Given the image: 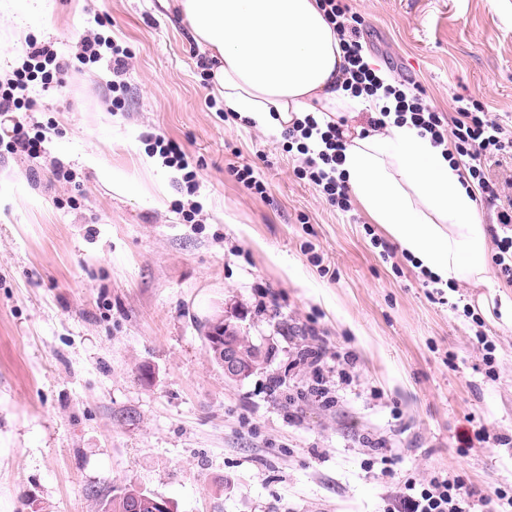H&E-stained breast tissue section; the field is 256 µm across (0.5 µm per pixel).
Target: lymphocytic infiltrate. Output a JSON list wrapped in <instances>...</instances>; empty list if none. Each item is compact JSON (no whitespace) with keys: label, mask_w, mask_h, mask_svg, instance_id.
<instances>
[{"label":"lymphocytic infiltrate","mask_w":512,"mask_h":512,"mask_svg":"<svg viewBox=\"0 0 512 512\" xmlns=\"http://www.w3.org/2000/svg\"><path fill=\"white\" fill-rule=\"evenodd\" d=\"M320 6L334 24L345 54L344 89L357 96L380 94L395 102L394 108H381L368 117V131L386 130L392 120L399 124L409 122L421 135L430 137L434 145L453 144L450 161L461 168L466 182L478 186L482 204L496 211V224L490 229L491 260L499 276L512 283V200L503 201L501 186L487 177L484 167L488 158L512 150V132L475 101L457 98L453 113L448 115L427 103L423 89L416 83L401 77L384 83L377 69L365 59L361 41L363 17L351 12L344 0H320ZM52 63L43 49H32L28 61L12 78L0 83V112L24 106V93L30 82L52 83ZM283 136L302 157L300 166L294 170L296 178L312 185L331 206L350 211L349 189L338 174L345 149L341 128L331 124L320 129L314 116L309 115L294 121ZM404 489L398 512H503L504 508H512V495L508 492L476 500L465 490L462 480L442 474L421 484L406 480Z\"/></svg>","instance_id":"obj_1"}]
</instances>
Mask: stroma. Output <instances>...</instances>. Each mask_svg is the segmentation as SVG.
<instances>
[{
	"mask_svg": "<svg viewBox=\"0 0 512 512\" xmlns=\"http://www.w3.org/2000/svg\"><path fill=\"white\" fill-rule=\"evenodd\" d=\"M346 2L383 73L415 81L438 111L471 97L512 126V0ZM13 3L0 72L12 77L34 46L62 70L52 89L30 84L32 110L0 116L6 512H104L129 486L174 512H388L402 488L382 476L385 456L420 482L460 477L479 498L512 488V322L500 312L512 284L424 287L361 208L340 212L294 176L280 133L225 119L206 55L161 0ZM97 34L130 49L125 73L110 53L83 59ZM17 123L43 132L39 154L10 149ZM159 136L181 145L196 190L143 165ZM243 164L265 196L231 174ZM215 316L269 350L262 369L225 377L200 330ZM315 337L331 405L297 362ZM276 378L293 402L272 393Z\"/></svg>",
	"mask_w": 512,
	"mask_h": 512,
	"instance_id": "stroma-1",
	"label": "stroma"
}]
</instances>
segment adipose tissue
I'll return each instance as SVG.
<instances>
[{
  "label": "adipose tissue",
  "instance_id": "adipose-tissue-1",
  "mask_svg": "<svg viewBox=\"0 0 512 512\" xmlns=\"http://www.w3.org/2000/svg\"><path fill=\"white\" fill-rule=\"evenodd\" d=\"M211 61L209 78L226 111L262 130L284 131L379 111L383 100L342 86L343 52L319 0H172ZM351 195L373 223L441 281L488 287L492 271L475 193L444 147L411 124L349 133L341 165Z\"/></svg>",
  "mask_w": 512,
  "mask_h": 512
}]
</instances>
